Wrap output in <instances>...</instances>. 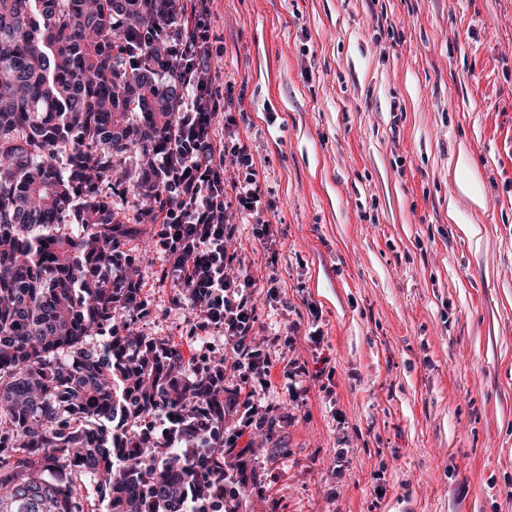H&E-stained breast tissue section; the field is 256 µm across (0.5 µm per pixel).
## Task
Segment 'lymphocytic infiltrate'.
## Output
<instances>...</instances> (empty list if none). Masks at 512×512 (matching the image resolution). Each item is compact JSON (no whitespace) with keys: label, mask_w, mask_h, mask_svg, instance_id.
<instances>
[{"label":"lymphocytic infiltrate","mask_w":512,"mask_h":512,"mask_svg":"<svg viewBox=\"0 0 512 512\" xmlns=\"http://www.w3.org/2000/svg\"><path fill=\"white\" fill-rule=\"evenodd\" d=\"M211 0H199L187 18L193 34L189 55L179 56V71L188 93L177 116V128L168 151L155 163L172 191L157 221L159 238L172 263L176 287L190 289L188 302L204 325L223 329L234 342L235 369L242 378L264 370L267 358L252 331L255 311L247 302L252 282L230 275L226 243L236 227L228 211L249 217L273 209L256 178L254 161L241 142L226 143L215 124L219 89L207 76L211 56L209 15ZM243 168V177L228 181L224 163Z\"/></svg>","instance_id":"obj_1"}]
</instances>
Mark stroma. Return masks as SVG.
Instances as JSON below:
<instances>
[{"label":"stroma","instance_id":"obj_1","mask_svg":"<svg viewBox=\"0 0 512 512\" xmlns=\"http://www.w3.org/2000/svg\"><path fill=\"white\" fill-rule=\"evenodd\" d=\"M209 24L215 123L275 204L227 245L270 375L189 339L155 224L137 328L253 394L224 418L246 512H512V0H213Z\"/></svg>","mask_w":512,"mask_h":512}]
</instances>
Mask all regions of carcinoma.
Here are the masks:
<instances>
[{"label": "carcinoma", "instance_id": "obj_1", "mask_svg": "<svg viewBox=\"0 0 512 512\" xmlns=\"http://www.w3.org/2000/svg\"><path fill=\"white\" fill-rule=\"evenodd\" d=\"M179 0H0V512H210L224 360L136 331L116 193L148 209L184 100Z\"/></svg>", "mask_w": 512, "mask_h": 512}]
</instances>
